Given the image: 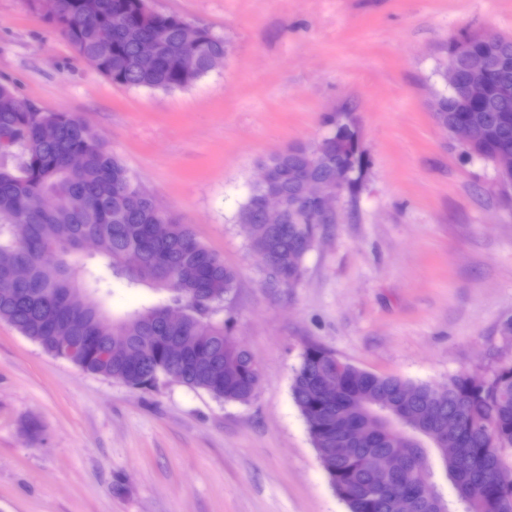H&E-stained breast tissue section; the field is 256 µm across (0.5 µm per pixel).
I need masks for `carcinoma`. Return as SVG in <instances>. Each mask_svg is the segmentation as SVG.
<instances>
[{
    "label": "carcinoma",
    "instance_id": "obj_1",
    "mask_svg": "<svg viewBox=\"0 0 512 512\" xmlns=\"http://www.w3.org/2000/svg\"><path fill=\"white\" fill-rule=\"evenodd\" d=\"M141 0H97L87 15L81 0H56L43 19L78 54L112 83L134 88L175 90L191 86L210 72V60L229 56L224 38L203 33L196 49L184 39L180 16L165 13L152 26L139 23ZM156 41L164 50L158 65L138 64L142 44ZM487 59H512V36L484 45ZM448 90L437 93L430 108L439 124L468 117L492 129L481 150L491 162L499 148L512 149V96L492 94L481 112H451ZM18 152L14 168L0 167V321L38 344L47 353L81 370L119 381L132 389L151 390L168 378L217 399L246 403L257 393L261 373L245 349L226 350L231 337L224 323L212 319L214 308L235 286L236 273L196 237L191 226L162 222L149 204V192L98 135L69 112H47L34 123L17 95L0 86V153ZM86 155L83 168L67 166L71 152ZM342 165L345 191L355 190L363 173L359 144L342 156L320 160L311 148L294 146L264 160L268 180L255 185L243 204L239 223L249 226V245L258 257L269 288H292L302 278L304 258L318 226L332 221L314 208L295 204L306 176L322 178ZM275 188L288 195L283 224H265L263 194ZM97 239V262L78 259L84 238ZM139 256L131 266L129 254ZM16 264L29 268L17 280ZM114 278L130 287L160 292L151 304L113 318L89 298ZM171 308L184 313L182 325L165 318ZM333 355L309 346L292 381V396L308 427L319 459L349 512H450L431 482L428 458L440 461L463 512H512V484L496 474L512 475V361L497 366L486 385L464 375L438 391L426 384L380 376L351 365L323 390L320 379L331 370ZM399 407L410 423L408 442L396 430L367 442L355 429L373 415ZM460 419L463 442L455 457L445 455L431 438L433 424L448 415ZM417 448L410 478L398 463L397 449Z\"/></svg>",
    "mask_w": 512,
    "mask_h": 512
}]
</instances>
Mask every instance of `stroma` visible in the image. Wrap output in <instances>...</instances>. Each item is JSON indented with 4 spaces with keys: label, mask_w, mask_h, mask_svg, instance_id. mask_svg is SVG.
I'll return each instance as SVG.
<instances>
[{
    "label": "stroma",
    "mask_w": 512,
    "mask_h": 512,
    "mask_svg": "<svg viewBox=\"0 0 512 512\" xmlns=\"http://www.w3.org/2000/svg\"><path fill=\"white\" fill-rule=\"evenodd\" d=\"M225 38L191 87L112 84L26 0H0V84L85 122L237 273L215 318L262 372L248 403L164 380L134 390L0 321V512H348L291 384L306 347L443 386L512 359V192L437 126L450 37L512 35V0H152ZM351 112L367 166L291 288L264 285L239 213L268 156ZM156 290L120 279L119 316ZM36 423V434L25 431Z\"/></svg>",
    "instance_id": "stroma-1"
}]
</instances>
